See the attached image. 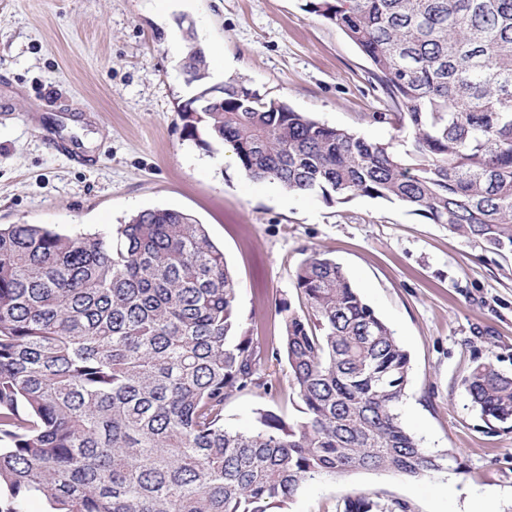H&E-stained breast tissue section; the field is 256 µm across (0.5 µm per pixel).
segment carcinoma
<instances>
[{
  "label": "carcinoma",
  "instance_id": "obj_1",
  "mask_svg": "<svg viewBox=\"0 0 512 512\" xmlns=\"http://www.w3.org/2000/svg\"><path fill=\"white\" fill-rule=\"evenodd\" d=\"M367 57L409 141H369L243 84L209 95L192 28L181 68L198 92L187 135L224 144L253 181L345 204L400 202L512 256V0H305ZM282 304L281 346L246 334L238 284L204 225L148 209L107 233L0 228V512H289L301 487L356 472L464 474L404 424L411 360L343 267L314 251ZM286 361L297 415L224 424L234 396L273 389ZM462 385L512 428V376ZM362 495L345 512H408Z\"/></svg>",
  "mask_w": 512,
  "mask_h": 512
}]
</instances>
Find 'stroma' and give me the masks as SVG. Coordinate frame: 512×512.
<instances>
[{
	"instance_id": "obj_1",
	"label": "stroma",
	"mask_w": 512,
	"mask_h": 512,
	"mask_svg": "<svg viewBox=\"0 0 512 512\" xmlns=\"http://www.w3.org/2000/svg\"><path fill=\"white\" fill-rule=\"evenodd\" d=\"M0 0V224L102 231L154 208L205 224L238 281L249 335L279 343L276 304L296 302L295 270L314 250L340 263L411 356L401 405L424 447L450 450L465 472L419 481L359 472L306 484L290 512H335L376 494L409 512H512V429L487 423L462 385L492 361L512 374V259L450 234L400 203L357 197L286 201L278 184L248 179L221 144L188 137L189 99L171 29L185 20L211 49V75L284 100L319 121L388 141L372 121L390 103L365 56L304 0ZM71 101L75 113L58 108ZM50 128L94 166L73 163L42 135ZM276 389L232 398L226 426L246 430L258 410L294 414L287 365Z\"/></svg>"
}]
</instances>
